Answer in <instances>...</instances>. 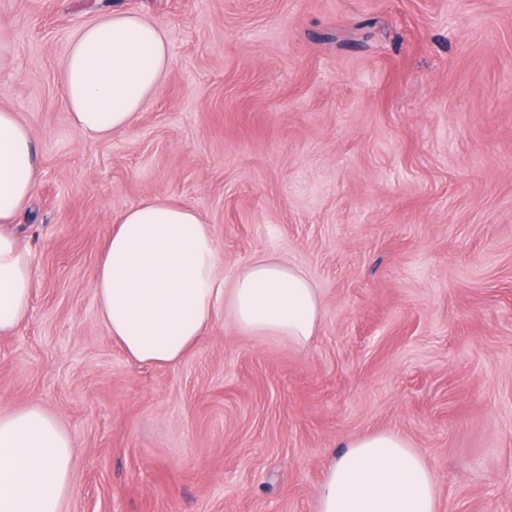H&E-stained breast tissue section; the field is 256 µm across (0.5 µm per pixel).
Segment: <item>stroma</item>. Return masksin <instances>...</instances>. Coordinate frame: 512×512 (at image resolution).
Listing matches in <instances>:
<instances>
[{
    "instance_id": "35a3bbf8",
    "label": "stroma",
    "mask_w": 512,
    "mask_h": 512,
    "mask_svg": "<svg viewBox=\"0 0 512 512\" xmlns=\"http://www.w3.org/2000/svg\"><path fill=\"white\" fill-rule=\"evenodd\" d=\"M170 63L127 128L73 127L59 62L98 0H0V108L39 175L14 226L35 270L0 335V412L38 405L74 442L62 512H316L344 444L393 431L439 512H512V0H116ZM190 206L231 279L297 267L304 348L216 315L142 365L92 284L117 217Z\"/></svg>"
}]
</instances>
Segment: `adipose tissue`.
Masks as SVG:
<instances>
[{
	"instance_id": "1",
	"label": "adipose tissue",
	"mask_w": 512,
	"mask_h": 512,
	"mask_svg": "<svg viewBox=\"0 0 512 512\" xmlns=\"http://www.w3.org/2000/svg\"><path fill=\"white\" fill-rule=\"evenodd\" d=\"M163 32L142 14L99 13L73 37L60 82L75 128L92 139L130 126L169 66ZM38 175L35 141L0 109V333L30 312L34 270L13 226ZM210 225L195 210L149 199L126 210L108 236L93 280L100 319L132 359L167 365L204 336L217 309L252 336L306 347L322 316L317 288L295 266L260 256L230 281L217 277ZM71 436L37 406L0 414V512H61L69 493ZM318 512H439L434 474L395 432L350 440L328 467Z\"/></svg>"
}]
</instances>
